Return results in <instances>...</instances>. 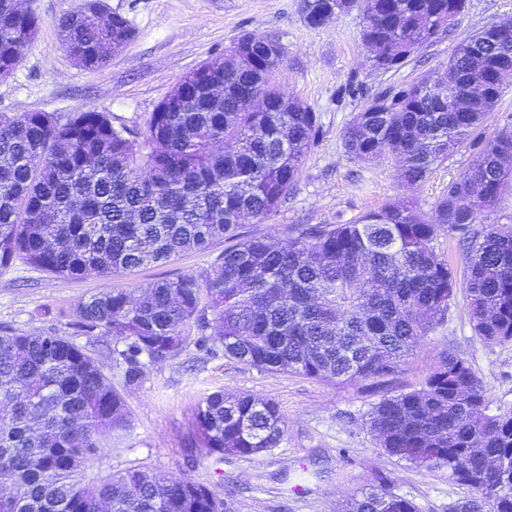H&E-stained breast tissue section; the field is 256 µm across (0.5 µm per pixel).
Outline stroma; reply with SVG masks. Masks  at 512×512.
I'll return each instance as SVG.
<instances>
[{"instance_id":"obj_1","label":"stroma","mask_w":512,"mask_h":512,"mask_svg":"<svg viewBox=\"0 0 512 512\" xmlns=\"http://www.w3.org/2000/svg\"><path fill=\"white\" fill-rule=\"evenodd\" d=\"M82 2L24 0L23 9L35 12L42 23L13 73L0 79V113L68 116L93 109L105 113L115 127L140 132L183 76L222 55L240 35L274 39L284 52L277 82L287 96L306 102L321 126V137L287 201L265 222H242L241 234L276 240L289 224L349 222L410 198L431 211L441 188L468 166L470 150L459 149L428 182L409 190L398 180L390 153L367 163L354 161L342 148L341 134L367 98L421 78L447 62L459 42L512 16V0H467L450 32L421 48L399 70L385 72L369 61L357 9L315 27L306 20L305 0H107L113 12L130 21L135 37L106 66L85 70L70 59L55 27L56 18ZM223 250L219 240L207 250L112 277L62 278L20 260L0 269V332L68 338L101 362L112 386L125 397L131 426L122 447L100 448L87 478L134 465L183 472L223 499L230 512H340L361 489L384 482L413 500L420 512H448L451 504L469 498L470 490L450 481L446 470L418 468L377 447L368 414L380 391L269 374L208 353L193 341L179 355L147 365L142 383L128 387L106 349L107 338L76 326L78 301L109 288L143 287L181 275L205 279ZM446 349L467 359L486 385L488 413L512 411V344L491 346L475 336L462 293L447 322L421 342L386 391L417 386ZM218 389L273 400L286 421L279 447L221 464L192 450L194 410Z\"/></svg>"}]
</instances>
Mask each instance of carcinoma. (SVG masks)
<instances>
[{
    "label": "carcinoma",
    "instance_id": "1",
    "mask_svg": "<svg viewBox=\"0 0 512 512\" xmlns=\"http://www.w3.org/2000/svg\"><path fill=\"white\" fill-rule=\"evenodd\" d=\"M338 13L362 7L360 38L390 71L448 27L466 0H322ZM105 0L56 22L66 52L85 69L105 65L103 44L131 41L129 21H106ZM41 21L0 0V77L10 75ZM490 24L458 43L448 61L367 100L342 133L345 153L370 162L388 148L404 187H417L459 148L469 166L448 181L431 213L398 202L352 223L289 224L278 244L238 232L286 202L316 145V112L274 81L283 54L241 35L199 67L216 93L185 75L140 133L88 109L0 113V268L21 259L63 278L114 276L168 263L224 240L213 273L110 288L77 303V327L112 338L127 385L145 361L196 344L271 374L332 383L391 382L407 356L448 320L457 291L489 345L512 343V224H484L512 193V128L477 138L512 72ZM491 88L486 95L474 82ZM465 247L463 275L433 246L439 233ZM487 390L468 361L442 351L419 387L384 393L369 429L383 453L445 469L472 496L451 512H512V411L486 413ZM195 446L219 464L279 446L277 405L250 394H207ZM130 428L123 395L101 364L64 336L0 335V512H226L224 501L182 474L130 466L85 481L95 449ZM345 512H419L389 488H366Z\"/></svg>",
    "mask_w": 512,
    "mask_h": 512
}]
</instances>
